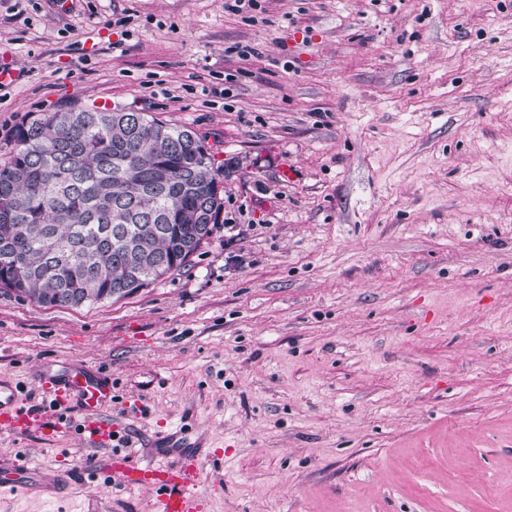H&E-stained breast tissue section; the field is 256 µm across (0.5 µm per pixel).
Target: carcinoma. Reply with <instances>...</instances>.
I'll list each match as a JSON object with an SVG mask.
<instances>
[{
	"label": "carcinoma",
	"mask_w": 512,
	"mask_h": 512,
	"mask_svg": "<svg viewBox=\"0 0 512 512\" xmlns=\"http://www.w3.org/2000/svg\"><path fill=\"white\" fill-rule=\"evenodd\" d=\"M12 142L0 290L43 307L119 300L181 270L223 206L195 133L141 112H34Z\"/></svg>",
	"instance_id": "cac0c4a2"
}]
</instances>
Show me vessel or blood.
I'll return each mask as SVG.
<instances>
[{
  "instance_id": "1",
  "label": "vessel or blood",
  "mask_w": 512,
  "mask_h": 512,
  "mask_svg": "<svg viewBox=\"0 0 512 512\" xmlns=\"http://www.w3.org/2000/svg\"><path fill=\"white\" fill-rule=\"evenodd\" d=\"M44 386L50 396L48 408L35 410L20 398L16 385L0 378V435L38 433L58 435L77 429L95 448L111 447L116 431L101 413L112 399V384L86 365L68 362L46 372ZM112 468L124 482L138 485L154 497V512H199L200 470L197 456L184 453L158 465H130L127 455L112 457ZM47 478L38 469H0V490H32L46 487Z\"/></svg>"
}]
</instances>
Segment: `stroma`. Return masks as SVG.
<instances>
[{
  "label": "stroma",
  "instance_id": "1",
  "mask_svg": "<svg viewBox=\"0 0 512 512\" xmlns=\"http://www.w3.org/2000/svg\"><path fill=\"white\" fill-rule=\"evenodd\" d=\"M2 63L0 162L27 113L96 105L223 169L179 272L79 308L0 291L29 405L47 365L111 377L134 460L202 441L206 512H512V0H0ZM110 454L0 436V468L61 484L0 512H153L86 473Z\"/></svg>",
  "mask_w": 512,
  "mask_h": 512
}]
</instances>
